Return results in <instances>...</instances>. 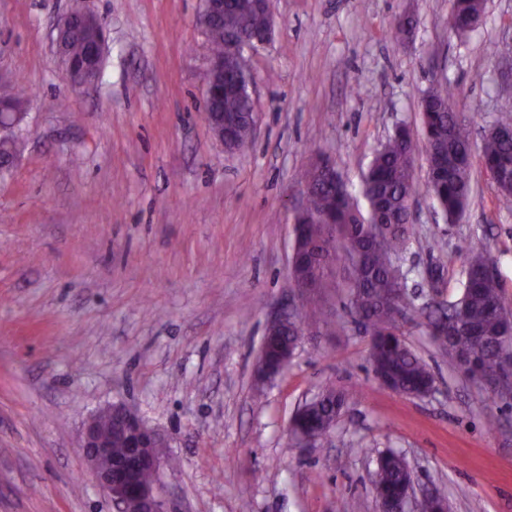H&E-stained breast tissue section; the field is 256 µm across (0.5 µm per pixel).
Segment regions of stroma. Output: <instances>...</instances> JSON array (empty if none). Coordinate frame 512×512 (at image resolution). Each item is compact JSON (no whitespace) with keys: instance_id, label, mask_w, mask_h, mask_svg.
I'll use <instances>...</instances> for the list:
<instances>
[{"instance_id":"35a3bbf8","label":"stroma","mask_w":512,"mask_h":512,"mask_svg":"<svg viewBox=\"0 0 512 512\" xmlns=\"http://www.w3.org/2000/svg\"><path fill=\"white\" fill-rule=\"evenodd\" d=\"M459 35L452 0H270L273 35L247 51L258 113L244 152L227 151L201 112L211 52L202 0H0V82L29 94L24 149L0 171V512H112L80 448L86 420L122 403L160 433L177 512H379V453L400 452L419 489L450 512H512V400L466 380L421 314L405 340L435 390H388L340 289L292 300V214L317 156L358 189L396 127L421 139V102L454 87L480 144L512 98V0H485ZM109 40L100 78L76 87L53 44L73 9ZM412 12V39L391 36ZM398 262L409 290L462 292L473 239L512 302V211L473 174L456 224L429 197ZM319 307L287 368L256 364L283 305ZM348 393L327 442L296 447L295 413L327 388ZM497 427H490V420Z\"/></svg>"}]
</instances>
